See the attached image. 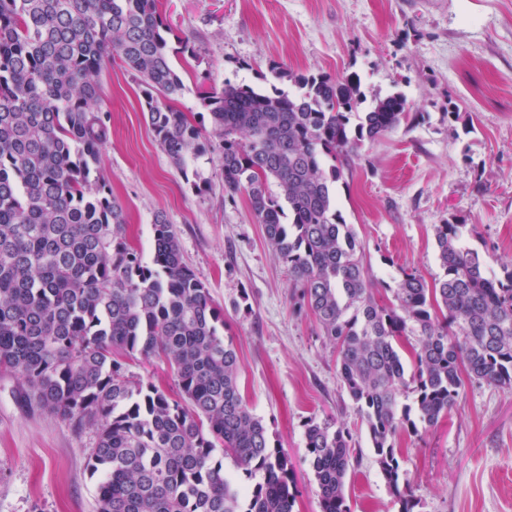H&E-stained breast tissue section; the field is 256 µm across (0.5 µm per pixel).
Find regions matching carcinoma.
Here are the masks:
<instances>
[{
  "label": "carcinoma",
  "instance_id": "1",
  "mask_svg": "<svg viewBox=\"0 0 512 512\" xmlns=\"http://www.w3.org/2000/svg\"><path fill=\"white\" fill-rule=\"evenodd\" d=\"M170 32L160 0H0V372L21 381L30 406L95 429L87 469L98 478L97 512H294L291 461L241 394L223 310L185 262L173 224L154 214L148 262L126 240V215L101 173L111 128L100 76L117 58L192 188L202 184L198 159L220 148L224 193L248 197L335 346L399 512H417L394 437L436 425L467 379L512 388V266L487 274L460 225L437 224L443 276L430 284L404 269L393 300L379 303L336 184L364 141L400 123L404 95L363 109L352 74L292 75L295 93L226 81L198 92L206 134L174 105L185 84ZM409 334L410 370L398 350ZM137 355L167 361L179 396L131 380L125 361ZM352 441L334 420L307 423L321 512H351Z\"/></svg>",
  "mask_w": 512,
  "mask_h": 512
}]
</instances>
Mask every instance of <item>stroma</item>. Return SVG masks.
I'll list each match as a JSON object with an SVG mask.
<instances>
[{
  "label": "stroma",
  "instance_id": "35a3bbf8",
  "mask_svg": "<svg viewBox=\"0 0 512 512\" xmlns=\"http://www.w3.org/2000/svg\"><path fill=\"white\" fill-rule=\"evenodd\" d=\"M162 10L183 111L202 112L204 84L274 82L290 92L293 74L352 73L367 99L406 97L400 123L364 142L336 187L378 300H391L401 270L442 276L439 224H460L490 273L512 261V0H162ZM185 43L194 57L180 54ZM272 60L284 78L272 79ZM101 84L112 130L102 167L127 236L147 258L154 214L174 224L184 259L224 311L241 393L291 460L294 512H320L304 432L328 417L356 438L351 512H398L333 346L297 309L298 290L246 196L224 195L220 152L199 159L208 186L193 190L145 122L139 80L116 61ZM95 440L28 409L19 379L0 374V512H96L87 471ZM395 446L419 512H512V390L466 382L448 416L416 434L398 430Z\"/></svg>",
  "mask_w": 512,
  "mask_h": 512
}]
</instances>
